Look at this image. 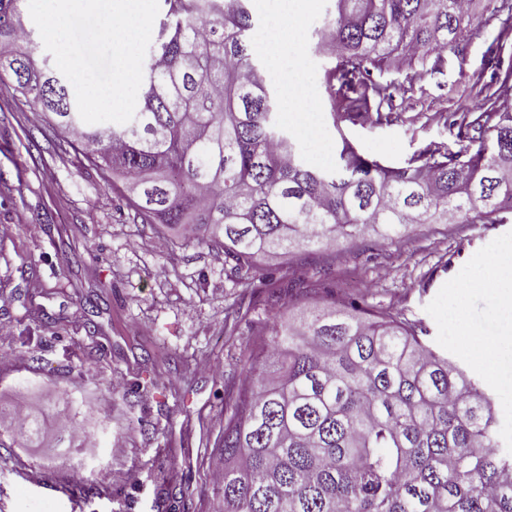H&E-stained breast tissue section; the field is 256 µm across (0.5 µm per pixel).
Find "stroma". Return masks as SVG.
<instances>
[{
	"mask_svg": "<svg viewBox=\"0 0 512 512\" xmlns=\"http://www.w3.org/2000/svg\"><path fill=\"white\" fill-rule=\"evenodd\" d=\"M500 2L472 0L469 32L440 57L374 72V81L393 85L392 101L339 122L332 115L343 106L325 84L335 61L311 48L335 0H314L298 50L284 49L275 65L266 47L275 9L250 0V40L274 93L293 74L303 80L318 138L296 145L310 149V164L333 162L346 139L397 167L425 150H457L474 113L512 114V91H497L512 70V41L499 68L483 58ZM378 111L390 121L374 122ZM122 190L121 181L87 169L47 114L0 82V325L10 330L0 339V402L50 420L78 404L76 435L0 449V512H71L67 487L84 512H222L224 492L211 472L220 465L225 393L261 346V330L311 304L243 287L223 251L181 228L158 235ZM509 245L512 223L427 224L396 246L374 236L358 245L338 240L329 272L320 254L303 250L258 271L307 281L327 272L336 295L325 305L354 301L422 324L433 346L492 394L494 437L510 452L512 390L490 382L457 328L462 321L476 335L497 336L512 326L469 285ZM138 383L143 391L133 392ZM131 469L138 483L125 481Z\"/></svg>",
	"mask_w": 512,
	"mask_h": 512,
	"instance_id": "1",
	"label": "stroma"
}]
</instances>
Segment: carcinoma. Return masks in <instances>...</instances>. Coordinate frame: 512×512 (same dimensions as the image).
I'll return each instance as SVG.
<instances>
[{"mask_svg":"<svg viewBox=\"0 0 512 512\" xmlns=\"http://www.w3.org/2000/svg\"><path fill=\"white\" fill-rule=\"evenodd\" d=\"M126 124H87L64 76L24 23V0H0V82L55 116L101 178L118 173L142 221L224 251L245 273L266 258L374 231L395 245L411 225L502 224L512 218V115L469 126L494 148L425 151L390 167L341 137L336 166L318 169L280 125L253 61L248 0H163ZM490 43L499 62L512 0ZM462 0H336L317 50L335 66L339 99L386 97L372 72L440 55L464 37ZM225 402L219 457L224 512H512V454L494 439L490 395L418 327L357 304L276 321ZM45 423L11 417L10 439Z\"/></svg>","mask_w":512,"mask_h":512,"instance_id":"obj_1","label":"carcinoma"}]
</instances>
